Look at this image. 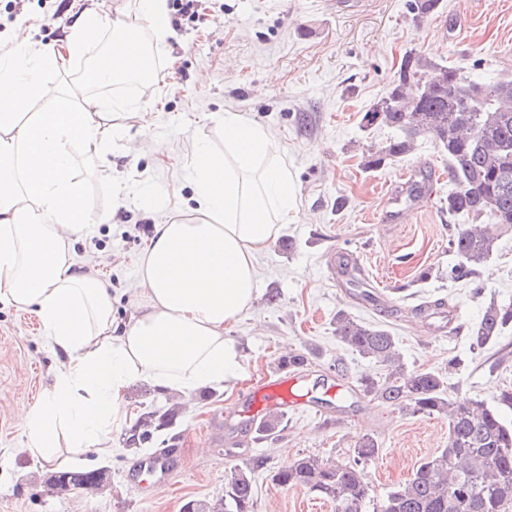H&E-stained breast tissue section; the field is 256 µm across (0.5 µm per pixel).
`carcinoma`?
<instances>
[{
  "mask_svg": "<svg viewBox=\"0 0 512 512\" xmlns=\"http://www.w3.org/2000/svg\"><path fill=\"white\" fill-rule=\"evenodd\" d=\"M440 0H410L413 20L420 23L435 13ZM428 71L435 80H423ZM383 107L367 109L362 128H387L394 135L363 153L362 165L374 170L411 153L417 141L432 138L448 153V176L456 189L448 193V216L471 218L460 224L449 241L460 262L448 271L455 281L476 283L481 268L497 248L498 236L487 224L512 230V79L484 82L469 79L457 69L410 49L404 52ZM340 342L363 358L387 367L383 379L365 377L363 395L413 414L448 420V442L425 459L414 476L392 487L376 512H512V424L501 408L512 409V386L504 387L497 405L450 392L448 377L433 370L409 372L401 361L395 336L384 325L363 322L344 310L333 319ZM512 327V304L491 302L473 331L474 343L483 347ZM176 420L171 410L144 413L126 438L129 446L142 445ZM283 417L263 419L257 431L277 433ZM379 454L377 441L363 437L352 458L330 464L304 455L273 475L281 487H302L336 504V512H362L371 500L367 465ZM263 465L256 460L247 468L230 472L224 496L215 501H187L189 512H251L254 473ZM72 486L91 490L106 480V471H58Z\"/></svg>",
  "mask_w": 512,
  "mask_h": 512,
  "instance_id": "cac0c4a2",
  "label": "carcinoma"
}]
</instances>
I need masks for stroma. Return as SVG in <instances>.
Returning a JSON list of instances; mask_svg holds the SVG:
<instances>
[{"instance_id": "35a3bbf8", "label": "stroma", "mask_w": 512, "mask_h": 512, "mask_svg": "<svg viewBox=\"0 0 512 512\" xmlns=\"http://www.w3.org/2000/svg\"><path fill=\"white\" fill-rule=\"evenodd\" d=\"M223 3L203 27L172 29L159 45L134 0H25L12 12L0 0V55L18 37L57 45L79 15L93 11L104 39L117 25L138 29L156 63L174 65L169 74L150 77L134 95V108L113 110L102 121L106 131L134 141L137 152L118 145L106 157L83 158L76 166L90 229L73 248L96 262L112 290L116 321L131 313L126 290L149 239L145 225L175 219V202L192 194L182 173L194 143L205 137L223 148L225 113H240L273 135L299 200L296 222L282 232L291 248L275 242L259 254L258 300L225 331L240 349L241 379L184 399L173 426L137 450L126 449V428L114 431L111 453L93 462L110 474L103 488L62 494L41 489L39 476L75 465L63 455L52 465L26 455L16 416L51 387L57 357L33 313L0 302V512H181L188 500L222 496L230 471L256 458L265 464L255 473L253 512H336L332 502L300 487H279L272 476L304 455L348 459L366 435L379 444L367 472L373 499H382L444 448L448 422L359 391L361 378L379 379L387 370L336 338L332 321L341 309L387 325L408 371L448 372V384L459 394L492 405L501 388L512 386V361L494 364L501 349H512V329L482 348L472 338L490 302L512 303V232L502 235L481 269L482 294L450 281L448 271L459 258L448 245L458 222L441 204L454 187L447 154L424 137L410 155L369 171L363 154L389 132L360 125L362 112L385 93L409 49L477 80L512 78V0H441L419 24L408 0ZM159 140L168 146L161 156L153 151ZM402 174L413 183L429 178L431 189L402 202V216L389 218V183ZM146 190L156 196L154 208L140 204ZM341 254L360 267L381 305H369L347 288L335 270ZM426 268L431 277L419 279ZM438 299L457 311L458 329L434 332L415 317L414 307ZM291 351L310 356L303 368L309 405L286 407L278 436L247 432L235 420L225 423L223 441H214L216 418L241 411L243 392L276 374L279 357ZM453 357L462 365L452 374ZM161 448L179 451L163 499L125 478L131 461Z\"/></svg>"}]
</instances>
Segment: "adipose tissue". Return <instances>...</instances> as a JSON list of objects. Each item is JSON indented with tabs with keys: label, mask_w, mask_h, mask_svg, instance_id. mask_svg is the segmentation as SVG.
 <instances>
[{
	"label": "adipose tissue",
	"mask_w": 512,
	"mask_h": 512,
	"mask_svg": "<svg viewBox=\"0 0 512 512\" xmlns=\"http://www.w3.org/2000/svg\"><path fill=\"white\" fill-rule=\"evenodd\" d=\"M102 34L89 11L62 49L23 39L0 56V300L32 309L58 358L52 388L19 417L25 451L49 463L63 438L80 454L109 453L113 428L132 416L133 383L185 398L240 380L241 355L224 331L252 308L257 256L297 213L294 179L273 136L225 113L223 149L195 145L192 203L185 216L154 225L128 290L133 313L116 322L108 288L70 247L89 223L74 162L111 152L98 118L116 104L76 101L46 81ZM126 38V29L113 31L112 63L95 83L152 71L147 50L123 53ZM36 102L40 111L30 112Z\"/></svg>",
	"instance_id": "ef3b65f1"
}]
</instances>
